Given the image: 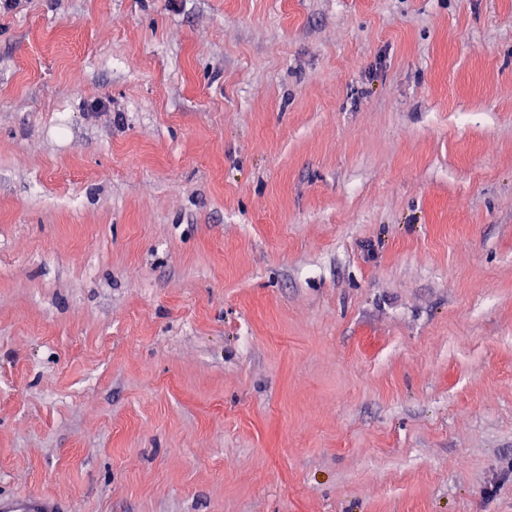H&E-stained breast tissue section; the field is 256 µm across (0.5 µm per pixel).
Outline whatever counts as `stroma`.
<instances>
[{
    "label": "stroma",
    "instance_id": "obj_1",
    "mask_svg": "<svg viewBox=\"0 0 512 512\" xmlns=\"http://www.w3.org/2000/svg\"><path fill=\"white\" fill-rule=\"evenodd\" d=\"M512 512V0L0 14V497Z\"/></svg>",
    "mask_w": 512,
    "mask_h": 512
}]
</instances>
